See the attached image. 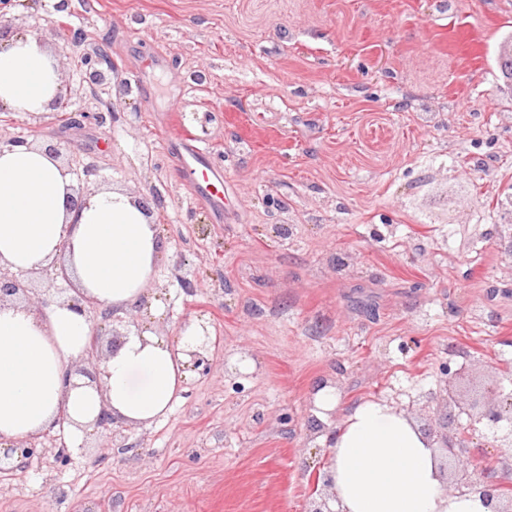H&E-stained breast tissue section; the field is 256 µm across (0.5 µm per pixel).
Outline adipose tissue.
Segmentation results:
<instances>
[{
	"label": "adipose tissue",
	"mask_w": 512,
	"mask_h": 512,
	"mask_svg": "<svg viewBox=\"0 0 512 512\" xmlns=\"http://www.w3.org/2000/svg\"><path fill=\"white\" fill-rule=\"evenodd\" d=\"M60 88L58 65L41 40L21 34L0 45L1 108L47 112ZM74 194L73 176L47 147L0 150V268L37 273L59 261L75 285L39 313L0 303V453L61 419L77 441L105 413L151 426L168 416L191 377L190 351L212 345L208 326L196 319L176 336L154 329L164 308L150 283L163 243L140 199L106 187L74 211ZM85 299L117 311L139 306L145 317L103 361L101 392L67 378L95 330L78 307ZM311 397L319 420L342 416L324 433L340 512H492L475 489L447 491L438 449L405 412L377 400L346 406L331 384L315 387Z\"/></svg>",
	"instance_id": "obj_1"
}]
</instances>
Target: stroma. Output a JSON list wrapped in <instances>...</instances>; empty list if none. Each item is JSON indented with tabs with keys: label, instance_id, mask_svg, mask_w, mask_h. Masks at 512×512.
Wrapping results in <instances>:
<instances>
[{
	"label": "stroma",
	"instance_id": "35a3bbf8",
	"mask_svg": "<svg viewBox=\"0 0 512 512\" xmlns=\"http://www.w3.org/2000/svg\"><path fill=\"white\" fill-rule=\"evenodd\" d=\"M15 0L0 41L60 56L62 107L0 112L54 146L78 188L155 199L157 333L213 335L169 416L113 422L0 472V512H307L328 447L311 390L382 400L423 430L425 394L512 365V252L489 229L512 189V0ZM81 43L65 45L64 30ZM98 47L114 81L78 62ZM157 58L159 67L143 70ZM114 109L97 124L81 114ZM224 173L215 208L184 176L168 116ZM250 359L253 370L233 368Z\"/></svg>",
	"mask_w": 512,
	"mask_h": 512
}]
</instances>
